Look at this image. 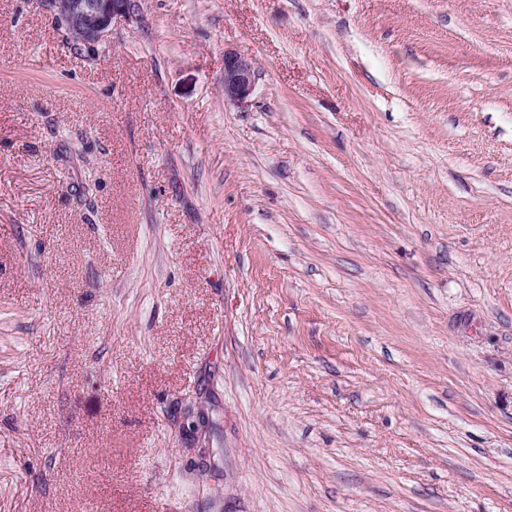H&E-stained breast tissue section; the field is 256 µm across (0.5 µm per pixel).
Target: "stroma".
Listing matches in <instances>:
<instances>
[{
	"mask_svg": "<svg viewBox=\"0 0 512 512\" xmlns=\"http://www.w3.org/2000/svg\"><path fill=\"white\" fill-rule=\"evenodd\" d=\"M0 512H512V0H0ZM38 8L53 17L68 40L75 39L81 54L90 56L106 43L114 27L131 21L139 0H37ZM258 72L253 63L232 51L224 53V101L240 105L253 93Z\"/></svg>",
	"mask_w": 512,
	"mask_h": 512,
	"instance_id": "stroma-1",
	"label": "stroma"
}]
</instances>
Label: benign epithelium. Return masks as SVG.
<instances>
[{
  "label": "benign epithelium",
  "mask_w": 512,
  "mask_h": 512,
  "mask_svg": "<svg viewBox=\"0 0 512 512\" xmlns=\"http://www.w3.org/2000/svg\"><path fill=\"white\" fill-rule=\"evenodd\" d=\"M38 8L53 17L82 54L97 51L114 27L131 21L140 0H37ZM258 72L253 63L232 51L224 52V102L240 105L253 93Z\"/></svg>",
  "instance_id": "obj_1"
}]
</instances>
